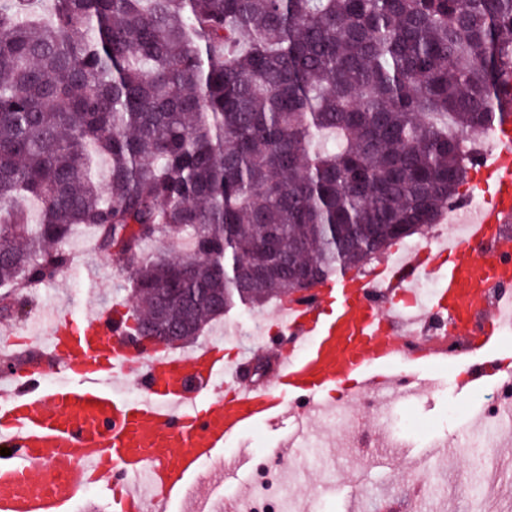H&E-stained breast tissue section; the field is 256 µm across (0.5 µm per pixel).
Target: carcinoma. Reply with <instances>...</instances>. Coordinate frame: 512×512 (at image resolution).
<instances>
[{
  "instance_id": "carcinoma-1",
  "label": "carcinoma",
  "mask_w": 512,
  "mask_h": 512,
  "mask_svg": "<svg viewBox=\"0 0 512 512\" xmlns=\"http://www.w3.org/2000/svg\"><path fill=\"white\" fill-rule=\"evenodd\" d=\"M32 2L0 0L3 322L89 227L130 334L183 344L421 235L512 116V0Z\"/></svg>"
}]
</instances>
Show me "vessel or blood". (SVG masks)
<instances>
[{"label":"vessel or blood","instance_id":"1","mask_svg":"<svg viewBox=\"0 0 512 512\" xmlns=\"http://www.w3.org/2000/svg\"><path fill=\"white\" fill-rule=\"evenodd\" d=\"M491 138L474 176L481 204L461 236L374 277L327 278L284 299L265 338L288 340L271 381L243 383L241 361L225 358L217 342L186 354L162 343L142 350L117 303L51 314L27 329L25 343L58 366L51 375L36 364L0 371V449L10 451L0 456V512H67L98 485L111 492L112 512H171L188 499L195 512H240L199 494L205 465L234 479L251 457L226 461L232 441L256 427L305 430L331 396L431 389L401 363L410 355L430 366L455 362L439 343L450 320L466 328L465 356L481 360L465 385L503 380L491 352L512 311V119ZM421 274L437 277L436 292L413 316L399 313L395 297ZM494 283L505 289L496 300Z\"/></svg>","mask_w":512,"mask_h":512}]
</instances>
